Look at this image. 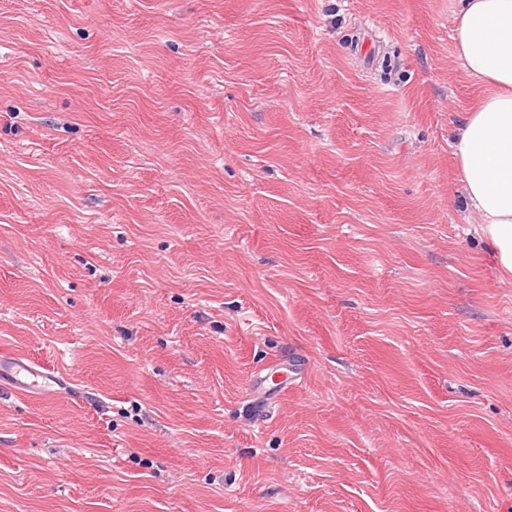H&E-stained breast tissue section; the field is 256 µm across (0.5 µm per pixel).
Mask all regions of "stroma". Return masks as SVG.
<instances>
[{"mask_svg":"<svg viewBox=\"0 0 512 512\" xmlns=\"http://www.w3.org/2000/svg\"><path fill=\"white\" fill-rule=\"evenodd\" d=\"M457 8L0 0V512H512ZM65 380L36 361L28 358L0 357V386L14 393L31 397L53 394V387H62ZM279 363H273L253 372L249 379L248 397L256 398V401H269L276 391L288 387V378H285L279 387H270L268 385L269 373Z\"/></svg>","mask_w":512,"mask_h":512,"instance_id":"stroma-1","label":"stroma"}]
</instances>
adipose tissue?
Returning a JSON list of instances; mask_svg holds the SVG:
<instances>
[{
    "label": "adipose tissue",
    "mask_w": 512,
    "mask_h": 512,
    "mask_svg": "<svg viewBox=\"0 0 512 512\" xmlns=\"http://www.w3.org/2000/svg\"><path fill=\"white\" fill-rule=\"evenodd\" d=\"M466 75L490 86L453 135L468 208L505 278H512V0H460L453 29Z\"/></svg>",
    "instance_id": "1"
}]
</instances>
